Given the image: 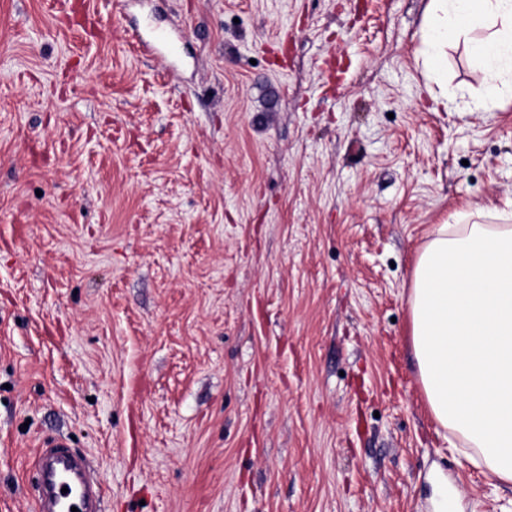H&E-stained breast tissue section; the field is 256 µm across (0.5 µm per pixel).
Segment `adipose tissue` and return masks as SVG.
I'll return each mask as SVG.
<instances>
[{"instance_id":"ef3b65f1","label":"adipose tissue","mask_w":512,"mask_h":512,"mask_svg":"<svg viewBox=\"0 0 512 512\" xmlns=\"http://www.w3.org/2000/svg\"><path fill=\"white\" fill-rule=\"evenodd\" d=\"M423 65L448 102V46L463 48L486 100L512 91V0H429ZM426 404L465 458L512 483V226L470 214L438 225L408 297Z\"/></svg>"}]
</instances>
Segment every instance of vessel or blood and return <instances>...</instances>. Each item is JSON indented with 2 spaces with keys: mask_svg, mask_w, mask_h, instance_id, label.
Returning a JSON list of instances; mask_svg holds the SVG:
<instances>
[{
  "mask_svg": "<svg viewBox=\"0 0 512 512\" xmlns=\"http://www.w3.org/2000/svg\"><path fill=\"white\" fill-rule=\"evenodd\" d=\"M36 468L41 512H96L97 480L65 442L44 443Z\"/></svg>",
  "mask_w": 512,
  "mask_h": 512,
  "instance_id": "b4317fda",
  "label": "vessel or blood"
}]
</instances>
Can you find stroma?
<instances>
[{
	"label": "stroma",
	"instance_id": "stroma-1",
	"mask_svg": "<svg viewBox=\"0 0 512 512\" xmlns=\"http://www.w3.org/2000/svg\"><path fill=\"white\" fill-rule=\"evenodd\" d=\"M427 4L0 0V512L51 439L101 512H512L412 350L432 229L512 199V97L452 48L434 110Z\"/></svg>",
	"mask_w": 512,
	"mask_h": 512
}]
</instances>
